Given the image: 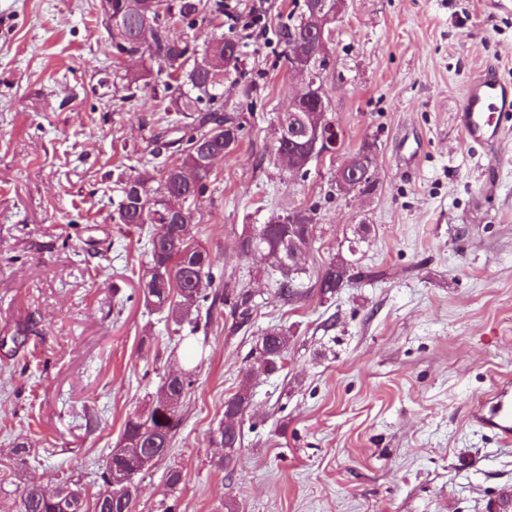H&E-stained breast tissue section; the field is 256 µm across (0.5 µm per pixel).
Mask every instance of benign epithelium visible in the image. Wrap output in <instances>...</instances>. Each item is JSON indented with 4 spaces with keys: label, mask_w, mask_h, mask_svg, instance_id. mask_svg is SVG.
Returning <instances> with one entry per match:
<instances>
[{
    "label": "benign epithelium",
    "mask_w": 512,
    "mask_h": 512,
    "mask_svg": "<svg viewBox=\"0 0 512 512\" xmlns=\"http://www.w3.org/2000/svg\"><path fill=\"white\" fill-rule=\"evenodd\" d=\"M309 13L305 14V24L318 33V54L324 56L329 39L327 31L332 19L337 16L344 5V0H308ZM290 70L301 76V89L293 103L312 101L317 116L312 118V124L299 130L289 131L288 141L294 147L296 166L293 172L304 171L314 159L325 158L335 154L340 146V136L336 135L337 128L333 127L330 117V103L325 89V80L316 77L310 56L301 52L295 55ZM375 182L371 166H360L357 162H345L336 170L334 183L339 193L359 191L360 186Z\"/></svg>",
    "instance_id": "benign-epithelium-1"
}]
</instances>
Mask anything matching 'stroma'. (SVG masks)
Wrapping results in <instances>:
<instances>
[{
  "instance_id": "obj_1",
  "label": "stroma",
  "mask_w": 512,
  "mask_h": 512,
  "mask_svg": "<svg viewBox=\"0 0 512 512\" xmlns=\"http://www.w3.org/2000/svg\"><path fill=\"white\" fill-rule=\"evenodd\" d=\"M331 29L333 160L304 174L277 162L297 80L262 29L242 62L252 104L234 82L221 89L246 126L191 206L193 235L251 309L240 321L216 304L192 359L139 298L144 230L112 219L117 177L140 171L163 123L150 96L126 97L148 58L117 53L98 0H0V512H17L26 482L69 474L94 500L127 417L148 414L164 374L190 360L181 423L135 477V512H512V443L469 420L512 375V129L489 151L456 122L472 78L512 80V17L484 0H346ZM365 141L375 192L334 193ZM299 202L318 206L309 273L365 224L375 278L283 299L239 243ZM273 326L290 333L287 359L247 375ZM243 384L251 406L227 461L213 438Z\"/></svg>"
}]
</instances>
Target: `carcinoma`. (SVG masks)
Wrapping results in <instances>:
<instances>
[{"mask_svg": "<svg viewBox=\"0 0 512 512\" xmlns=\"http://www.w3.org/2000/svg\"><path fill=\"white\" fill-rule=\"evenodd\" d=\"M233 16L226 0H112V45L120 54L148 56L156 65L155 83L170 94L174 111L166 126L153 137L151 156L159 161L156 171L126 179L117 178L119 200L112 220L117 224H152L146 247L151 256L149 280L142 283L146 307L167 313L178 327L189 325V334L197 332L200 306L207 302V290L221 275L213 271L208 251L193 242V213L187 209L176 218L170 215L164 199L179 195L188 202L209 190L211 171L198 165L199 149L230 153L242 138L245 125L240 114L224 110L218 90L226 80L240 84L241 96L252 97L255 83L245 79L238 63L246 44L236 36H221L198 58L195 41L187 37L173 40L171 24L180 22L192 30L197 22L221 20ZM283 48L284 61H291L297 47L309 53L315 46L293 17L272 31ZM317 206L299 203L286 214L272 216L255 227L241 241V251L260 253L279 272L281 294L289 299L303 295L308 279L306 268L294 260L310 249L316 238ZM359 241L349 242L347 251H338L319 270L315 287L322 295H334L354 278ZM224 303L244 317L249 311L248 294L224 289ZM288 330L274 327L259 338L257 356L250 371L272 369L288 352ZM193 385L192 371L169 373L161 386L154 408L147 417L127 418L123 437L111 450L102 467L95 472L100 490L93 512H134L135 501L120 493L121 484L134 485V478L149 470L166 455L180 424V407ZM250 406V395L241 388L224 402V425L217 430L215 442L231 458L242 441L241 419ZM20 512H87L84 486L68 479L52 494L32 482L24 485Z\"/></svg>", "mask_w": 512, "mask_h": 512, "instance_id": "carcinoma-1", "label": "carcinoma"}]
</instances>
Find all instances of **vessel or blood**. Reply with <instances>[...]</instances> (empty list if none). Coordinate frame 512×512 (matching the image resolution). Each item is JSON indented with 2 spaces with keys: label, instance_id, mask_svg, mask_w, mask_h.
Instances as JSON below:
<instances>
[{
  "label": "vessel or blood",
  "instance_id": "vessel-or-blood-1",
  "mask_svg": "<svg viewBox=\"0 0 512 512\" xmlns=\"http://www.w3.org/2000/svg\"><path fill=\"white\" fill-rule=\"evenodd\" d=\"M457 117L468 142L494 144L512 121V84L490 75L471 81ZM488 402V409L474 411L473 419L503 440L512 439V382L496 384Z\"/></svg>",
  "mask_w": 512,
  "mask_h": 512
}]
</instances>
